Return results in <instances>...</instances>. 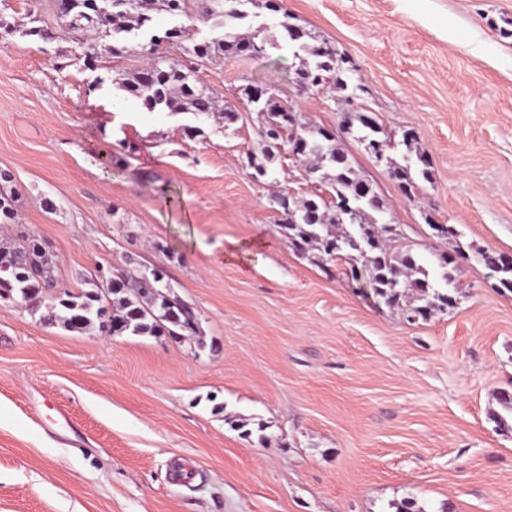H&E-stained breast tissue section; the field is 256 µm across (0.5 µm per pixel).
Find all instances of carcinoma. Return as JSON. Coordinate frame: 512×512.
<instances>
[{
    "mask_svg": "<svg viewBox=\"0 0 512 512\" xmlns=\"http://www.w3.org/2000/svg\"><path fill=\"white\" fill-rule=\"evenodd\" d=\"M54 2L57 19L85 41L86 63L98 58V38H111L105 51L119 57L133 50L123 34L151 31L156 12L165 11L175 16L185 9V0ZM252 8L279 12L275 0H238V6L230 10L224 9V0H203L206 19L214 21L224 32L195 43L192 56L202 61L217 53L227 58L262 54L266 41L255 35L243 37L230 32V28L251 16ZM275 26L285 32L294 55L302 51L309 56L295 71L300 83L311 87L331 86L341 97L348 96L355 67L346 56L325 45H310L309 34L290 22L286 13L276 20ZM182 37L183 29L179 26L167 29L162 37L151 35L148 43L140 45V53L146 56L147 62L121 85L130 97L140 100L151 111L190 112L201 118L216 110L217 101L191 79L193 68L159 51L163 43L177 42ZM358 122L360 137L365 139L371 152L382 153L386 147L397 146L411 150L413 138L404 135L401 140L393 141L374 116L360 112ZM259 135L260 153L249 150L246 160L261 177L270 174L279 150L289 142L301 147L302 156H315L335 170V174L325 180L326 196L313 193L298 205L286 196L274 200L282 213L279 227L298 254L319 266L326 257H344L354 264L363 261L376 296L389 306L404 302V311L410 320L427 318L435 305L441 310L453 305L450 289L436 288L426 278L408 279L407 271L420 273L422 268L411 250L403 246L404 233L392 224L368 220V211H382L381 201L359 178L348 156L333 145L335 137L328 130L300 121L290 123L286 112L265 111ZM385 163L402 192L413 196L417 183L410 174L411 166L398 165L388 156ZM6 181L8 176L0 173V224L14 217L13 190L4 186ZM330 207L336 209L337 223L346 221L351 229L336 234L325 224V213ZM480 257L497 278L499 287L512 292V261L503 254L489 252L480 253ZM54 272L55 262L38 239L31 238L22 245H0L1 299L25 303L41 300L46 294L41 284L55 283ZM88 283L92 285L90 290L75 293L66 287L53 298V320L78 330L95 323L101 328L107 323L117 336L165 332L170 336H195L199 332L195 309L170 291L166 274L158 267L119 272L112 276L110 286L104 284L97 269Z\"/></svg>",
    "mask_w": 512,
    "mask_h": 512,
    "instance_id": "1",
    "label": "carcinoma"
}]
</instances>
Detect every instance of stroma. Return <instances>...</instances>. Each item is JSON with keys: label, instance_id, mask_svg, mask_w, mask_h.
<instances>
[{"label": "stroma", "instance_id": "stroma-1", "mask_svg": "<svg viewBox=\"0 0 512 512\" xmlns=\"http://www.w3.org/2000/svg\"><path fill=\"white\" fill-rule=\"evenodd\" d=\"M278 3L350 59L351 103L295 84L300 61L263 9L238 30H262L265 54L194 72L236 111L228 124L146 109L118 83L141 54L86 67L54 0H0V171L15 190L0 238L47 244L74 291L98 267L163 266L204 342L74 331L0 301V512H512V293L479 258L512 256V0ZM38 19L53 40L28 36ZM175 23L178 58L210 31L196 0L153 31ZM255 83L338 136L432 282L463 247L456 307L408 322L349 260L294 251L272 199L314 184L286 148L273 176L246 165ZM358 112L414 134L431 170L414 198L347 134ZM104 146L123 167L98 160Z\"/></svg>", "mask_w": 512, "mask_h": 512}]
</instances>
